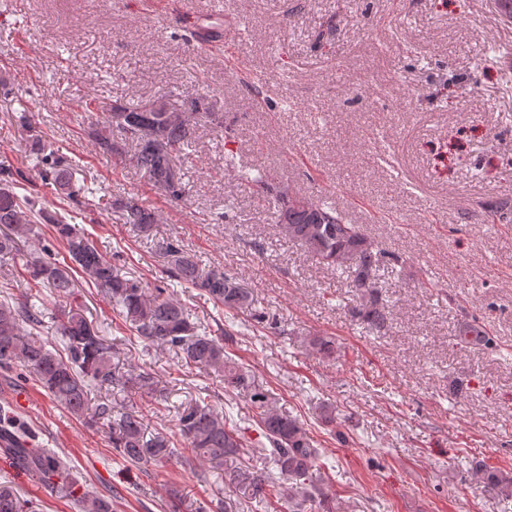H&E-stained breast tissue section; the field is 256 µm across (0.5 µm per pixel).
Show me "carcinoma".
Masks as SVG:
<instances>
[{
  "label": "carcinoma",
  "instance_id": "carcinoma-1",
  "mask_svg": "<svg viewBox=\"0 0 512 512\" xmlns=\"http://www.w3.org/2000/svg\"><path fill=\"white\" fill-rule=\"evenodd\" d=\"M173 97L170 92L155 96L147 112L120 105L108 109L89 98L78 101L77 109L87 116L88 134L102 156L129 159L148 183L170 200L180 201L186 193L180 156L192 146L197 123L216 121L220 116L209 111L200 96L187 93L177 102ZM31 150L43 185L62 201L78 202L85 187L74 183L76 164L38 137L32 139ZM22 178L21 171L0 167V255L18 253L25 244L39 239L38 221L49 225L52 238L27 254L24 271L30 282L57 299L70 300L76 288L73 273L81 274L120 308L136 336L146 344L174 350L185 364L218 373L225 391L249 397L257 409V425L269 444L266 452L275 473L261 476L237 471L232 481L241 495L283 499L288 502V512H307V503L315 499L327 506V492L312 481V471L324 458V449L318 447L304 423L278 412L273 407L274 398L255 383L250 370L226 353L223 339L199 333L184 305L168 289L143 287L137 278L122 271L120 256L103 253L78 225L61 214L35 209L36 199L17 192ZM240 179L260 188L276 209L282 236L351 279V287L361 300L356 315L362 319L364 331L382 333L388 329L391 311L378 298V272L385 265L386 253L362 233L360 225L349 222L329 198L303 196L285 182L269 181L260 170L243 171ZM115 206L123 223L143 236L152 235L160 223V214L135 196L121 199ZM56 242L65 246L68 260L57 257ZM157 248L167 259V279L201 290L228 313L243 312L251 306V292L234 275L202 268L178 238H163L157 241ZM35 299L43 301L38 294ZM36 302L13 305L0 300V369L21 368L72 416L89 426H106L112 448L127 463L141 467L170 460L174 455L171 440L161 432L146 437L141 410L132 407L114 419L111 405L92 402L91 392L96 386L125 391L133 383L149 388L151 377L113 371L112 346L80 307L70 303L57 314L63 348L44 341L39 336L43 313ZM457 341L488 345L491 338L478 324L466 321ZM307 347L328 358L336 353L335 343L320 337L308 339ZM178 426L187 443V455L182 457L185 464L198 459L217 465L244 448L241 430L227 423L205 397L179 412ZM33 440V433L23 423L10 420L0 425V441L6 444L3 452L17 464L77 503L90 502V512H112V497H92L83 491L67 463L54 452L30 447ZM475 472L483 474L496 494L512 498L511 469L488 472L477 464ZM23 508L12 488L0 486V512H23Z\"/></svg>",
  "mask_w": 512,
  "mask_h": 512
}]
</instances>
